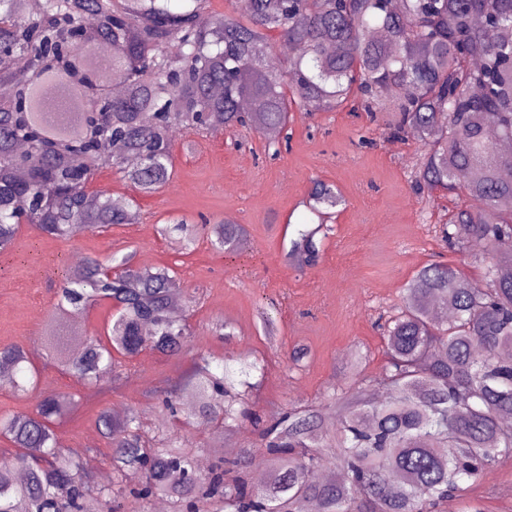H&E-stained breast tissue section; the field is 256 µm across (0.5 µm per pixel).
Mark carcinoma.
I'll return each instance as SVG.
<instances>
[{
  "instance_id": "1",
  "label": "carcinoma",
  "mask_w": 512,
  "mask_h": 512,
  "mask_svg": "<svg viewBox=\"0 0 512 512\" xmlns=\"http://www.w3.org/2000/svg\"><path fill=\"white\" fill-rule=\"evenodd\" d=\"M26 0H0V253L27 224L41 236L71 239L84 228L131 224L135 201L117 207L97 192L95 174L112 168L143 194L169 182L170 133L178 127L234 133L274 130L288 141L293 113L311 116L350 105V111L395 112L392 135H410L423 149L420 191L447 192L460 203L443 238L459 249L481 244L482 280L444 263L422 267L404 289L402 307L385 324L386 365L380 383L393 397L364 400L349 387L339 427H322L315 408L284 412L266 430L268 481L243 474L249 457L215 455L197 470L190 451L171 443L152 448L139 433L137 411L103 412L97 423L112 441L117 480L89 484L81 457L57 444L54 425L75 402L71 393L42 396L35 411L0 416V438L16 451L0 456V512H91V503L131 496L170 498L185 512L210 501L217 512H431L462 485L512 461V0H234L232 11L203 18L208 0H43L40 14L16 25ZM95 16L96 26L85 23ZM295 48L287 67L267 60L272 36ZM112 44V63L96 57ZM29 59L26 71L14 59ZM125 93L111 95L113 79ZM224 88L215 96L211 89ZM27 142L25 153L16 150ZM119 142L111 154L105 144ZM343 204L335 186L314 184L304 206L319 224H300L287 256L307 266L319 255L317 235ZM192 251L206 236L218 252L251 248L247 230L220 224H162ZM179 283L165 267H136L132 257L89 258L66 268L44 348L79 382L97 381L150 350L178 355L189 329L170 315ZM98 302L112 304L102 336L57 326ZM16 392L37 389L40 376L20 345L0 348V369ZM255 361L232 371L224 359L200 353L185 386L187 410L169 393L170 417L205 427L219 440L224 428L250 420L239 407L254 387ZM143 481L127 487L124 472Z\"/></svg>"
}]
</instances>
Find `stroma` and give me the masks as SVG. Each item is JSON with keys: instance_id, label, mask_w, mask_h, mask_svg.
<instances>
[{"instance_id": "35a3bbf8", "label": "stroma", "mask_w": 512, "mask_h": 512, "mask_svg": "<svg viewBox=\"0 0 512 512\" xmlns=\"http://www.w3.org/2000/svg\"><path fill=\"white\" fill-rule=\"evenodd\" d=\"M394 120L391 112L345 109L298 114L289 147L277 157L269 153L263 134L243 131L234 138L226 132L216 138L208 131L177 129L172 133L173 176L157 192L138 193L112 169L99 171L90 185L115 199H136V223L69 240L49 239L22 226L13 247L0 254V346L24 347L41 372V383L27 396L0 385V415L32 412L45 394H75L77 403L57 425L56 436L64 449L89 454L94 461L90 473L103 484L112 478V445L97 425L105 410L137 409L147 436L181 438L195 458H210L209 435L162 422L159 409L166 391L175 388L200 352L263 360V375L246 402L266 423L283 410L309 406L321 408L323 418L335 417L331 398L345 386L346 363L355 356L367 394L384 392L378 382L386 362L379 325L401 304L411 278L435 262L480 276L478 247L458 250L442 240L440 229L455 201L416 192L420 145L392 136ZM316 179L334 185L345 203L336 209L318 262L301 268L285 257L284 227L310 219L303 201ZM202 215L243 225L252 252L230 259L204 238L187 252L177 239L157 233L169 219L193 222ZM130 252L137 265L176 271L182 317L190 329L186 351L179 357L145 351L125 370L97 382H78L57 368L40 341L55 302L56 268L75 254L105 262ZM262 306L272 309L275 337L266 336L257 319ZM219 321L231 324V339L213 334ZM298 347L307 355L295 362L289 354ZM245 451L251 480L267 461L261 431L248 422L224 437L225 457ZM473 503L482 512H512V463L467 482L438 512H467Z\"/></svg>"}]
</instances>
